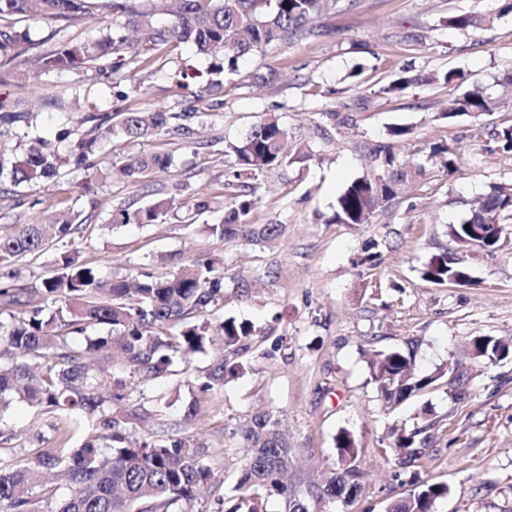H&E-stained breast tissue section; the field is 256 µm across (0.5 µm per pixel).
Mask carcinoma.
Segmentation results:
<instances>
[{
    "instance_id": "carcinoma-1",
    "label": "carcinoma",
    "mask_w": 512,
    "mask_h": 512,
    "mask_svg": "<svg viewBox=\"0 0 512 512\" xmlns=\"http://www.w3.org/2000/svg\"><path fill=\"white\" fill-rule=\"evenodd\" d=\"M338 0H0V85L31 81L18 73L13 62L28 55L34 75L65 74L92 69L96 79L111 84L123 73L152 65L162 46L190 43L210 59L208 78L190 68L179 71L177 86L195 81V102L209 101L224 90V79L238 72L239 60L265 47L311 33V25ZM103 7L125 19L126 29L106 32L94 41H54L50 35L34 40L30 31L15 28L21 21L67 24ZM170 16L168 25L157 27L154 17ZM491 22L489 17L459 14L448 17V26L467 30ZM420 81L404 70L386 88L403 92ZM498 89L478 86L448 106V118L480 116L493 112L498 94L512 87V75L495 81ZM193 107L181 112L132 111L91 113L98 137L141 139L180 130L176 120L201 117ZM233 161L225 171L224 218L220 224H204L208 235L226 242L271 245L284 232L282 224H253L254 181L288 164L301 162L308 153L289 139L275 112L264 114L241 141L229 145ZM378 173L348 184L336 200L329 222L368 224L373 215L403 196L426 168L458 169L459 157L448 146H432L424 162L398 161L388 144L372 149ZM67 159L38 137L15 165L11 183L18 186L55 175ZM171 158L160 152L134 155L116 174L132 182L150 173L165 172ZM169 203L159 199L133 212H112L113 224L162 223ZM512 216V184L490 187L470 209L464 222L450 228L458 245L473 238V228H486L485 248L498 249L501 219ZM81 225L52 217L43 223L24 224L6 237L0 236V307L10 320H0V414L13 398L28 401L46 416L49 440L55 451L29 455L25 465L0 461V512H44L42 502L55 494L44 479L60 471L67 493L50 512H171L178 503L189 504L211 477L202 445L190 435L165 439L137 435L132 430L141 415L121 408L126 383L102 377L89 359L116 361L130 374L151 381L172 373L178 358L180 373L187 375L194 394H213L230 378L243 374L248 363L240 356L248 349L255 326L234 317L217 322L211 309L224 306V272L211 258H197L176 270L160 272L142 264L126 275L102 278L78 260L70 249ZM54 250L58 272L38 288L17 284L16 263L29 255ZM470 274L464 260L443 250L424 264L421 277L437 285H453ZM211 351L215 359L205 371H191V357ZM472 355L485 361L496 353H512V340L478 338ZM416 349L402 347L375 350L368 360L369 382L378 396L393 408L407 397L431 387L446 371L422 375L415 370ZM94 418L93 430L81 444L70 446L68 424L72 415ZM437 422L427 421L406 432L393 434L390 449L399 464L408 467L432 437ZM228 448H247L250 455L237 480L239 494L219 501V512H269L271 501L279 512H310L309 499L288 484V471L297 460L296 450L271 413H257L230 430ZM338 472L315 486V495L331 503L351 504L360 491L362 471L359 448L353 434L340 431L336 438ZM448 485L424 482L409 496L393 502L388 512H432L436 499L448 495Z\"/></svg>"
}]
</instances>
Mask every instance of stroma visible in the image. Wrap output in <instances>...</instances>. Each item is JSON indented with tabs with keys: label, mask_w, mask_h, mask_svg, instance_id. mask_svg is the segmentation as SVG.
Instances as JSON below:
<instances>
[{
	"label": "stroma",
	"mask_w": 512,
	"mask_h": 512,
	"mask_svg": "<svg viewBox=\"0 0 512 512\" xmlns=\"http://www.w3.org/2000/svg\"><path fill=\"white\" fill-rule=\"evenodd\" d=\"M457 13L489 16L493 24L449 28V16ZM315 27L317 36L246 59L239 74L225 80L206 120H188L183 133L101 141L96 159L103 175L95 179L67 166L53 178L14 188L8 172L37 137L53 138L58 152L68 153L88 138V114L120 104L180 111L184 91L173 75L185 66L206 72V57L184 45L170 47L153 68L115 89L87 73L69 74L62 84L38 79L33 97L1 87L9 100H22L27 115L0 127V186L11 190L9 197L0 196V234L47 213L78 214L86 222L75 239L78 259L104 278L139 264L165 271L198 256L218 260L224 316L252 322L260 331L246 355L248 372L226 383L215 399L201 400L191 414L193 394L185 377L144 382L122 368L111 370L127 383L126 409L146 410L145 431L191 435L204 446L212 479L192 512H216L218 499L233 495L246 452H225L224 429L259 411L279 415L299 448L292 481L303 491L331 476L338 431L354 432L363 471L357 499L345 509L314 498L312 512H387L413 491L416 476L449 487L433 512H512V357L485 365L467 354L473 338L512 339V246L467 250L471 286L421 277L433 253L456 250L448 227L467 219L471 201L490 184L512 183V152L491 135L512 125V96L503 97L490 115H442L448 101L474 83L490 85L512 73V0H352L327 11ZM268 67L277 80L257 82L255 73ZM403 70L419 75V83L388 92ZM447 71L458 72L459 80L431 82L432 74ZM266 112L278 113L289 136L311 154L257 182L251 220L284 225L283 236L262 247L198 232V225L218 223L224 215L219 205L196 215L194 203L222 197L231 163L226 144L245 137ZM327 112L339 113L344 125L320 131ZM394 127L409 130L406 139L392 142L399 159L446 144L461 157L458 171L428 172L371 223H329L345 186L374 173L369 149L390 142ZM140 152L171 155L173 164L136 184L117 177L119 165ZM161 197L175 207L165 223L108 228L112 209L135 210ZM369 244L379 256L374 267L363 261ZM408 341L418 346L423 373L456 367L466 379L464 395L454 396L443 378L395 408H382L368 382L366 354ZM426 407L438 428L412 466L400 467L383 453L390 430L422 424ZM5 421L15 435L13 461L49 449L48 430L28 402L14 401Z\"/></svg>",
	"instance_id": "obj_1"
}]
</instances>
